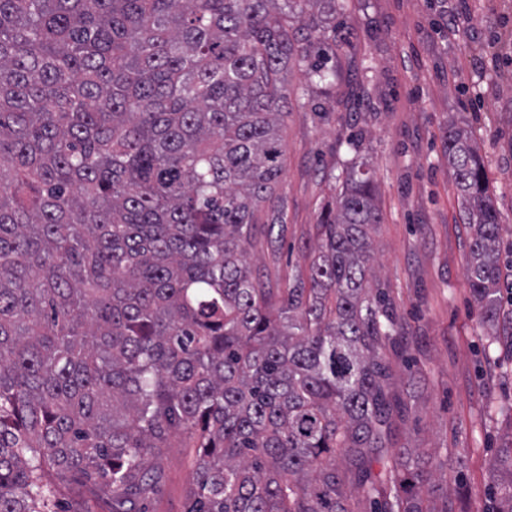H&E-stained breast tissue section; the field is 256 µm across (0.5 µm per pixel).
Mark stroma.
<instances>
[{
	"instance_id": "1",
	"label": "stroma",
	"mask_w": 512,
	"mask_h": 512,
	"mask_svg": "<svg viewBox=\"0 0 512 512\" xmlns=\"http://www.w3.org/2000/svg\"><path fill=\"white\" fill-rule=\"evenodd\" d=\"M323 46L336 71L327 88L304 68L288 72L281 134L288 233L249 249L264 286L285 287L289 265L308 267L329 177L358 157L372 175L381 222L371 232L380 287L395 307L404 345L389 353L402 403L393 443L437 450L449 512H491V464L512 446V0H341ZM467 130L482 156L499 214L504 268L496 329L477 315L467 278L465 223L445 141ZM496 332L495 354L482 338ZM191 448L164 451V482L148 512H187ZM464 468H457L456 459Z\"/></svg>"
}]
</instances>
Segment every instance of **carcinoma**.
<instances>
[{
	"mask_svg": "<svg viewBox=\"0 0 512 512\" xmlns=\"http://www.w3.org/2000/svg\"><path fill=\"white\" fill-rule=\"evenodd\" d=\"M336 0H0V512L104 480L134 512L196 449L188 512H438L429 451L391 447L392 302L373 287V179L345 161L308 270L265 288L286 75L328 81ZM480 320L502 308L500 224L452 128ZM495 512H512V455Z\"/></svg>",
	"mask_w": 512,
	"mask_h": 512,
	"instance_id": "cac0c4a2",
	"label": "carcinoma"
}]
</instances>
